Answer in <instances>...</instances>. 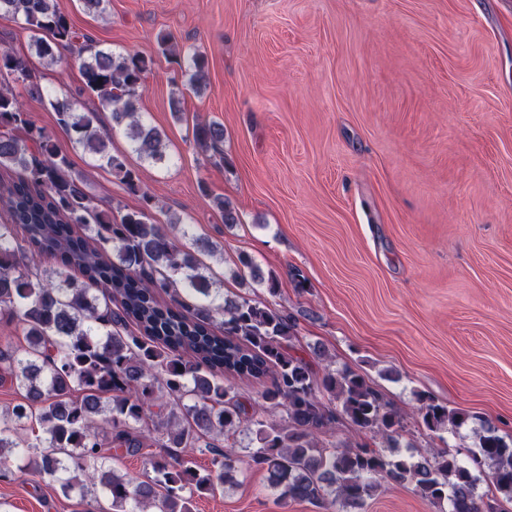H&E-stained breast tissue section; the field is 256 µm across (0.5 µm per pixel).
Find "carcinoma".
Masks as SVG:
<instances>
[{"label":"carcinoma","mask_w":512,"mask_h":512,"mask_svg":"<svg viewBox=\"0 0 512 512\" xmlns=\"http://www.w3.org/2000/svg\"><path fill=\"white\" fill-rule=\"evenodd\" d=\"M30 33L38 56L56 61L65 47L77 54L83 90L128 130L133 150L164 159V133L143 123L136 100L150 71L137 53L116 56L73 28L56 0H0ZM25 62L0 50V77L21 81ZM190 87L205 88L207 61L194 52L185 70ZM25 93L49 105L75 144L129 184L134 176L110 152L94 112H77L43 86ZM195 145L224 163V126L200 123ZM0 319L17 322L26 346L0 344V382L22 400L0 414V465L7 455L28 460L33 474L79 497L83 512H193L190 494H212L235 481L239 459L224 443L246 430L249 464L267 472L280 499L307 501L321 512H361L381 482L412 489L450 512H481L477 477L454 455L430 449L419 456L386 454L404 431L401 416L363 375L348 367L317 377L312 361L295 353L297 324L285 311L246 291L224 298L209 267L179 243L176 232L149 221L143 210L116 215L87 191L54 138L36 125L21 99L0 87ZM224 223L239 216L222 196L212 199ZM45 255L55 263L39 266ZM271 293L278 275L263 273L246 255L232 275ZM270 384L246 397L235 381ZM421 425L430 432L460 427L464 413L420 396ZM285 413L273 419L277 409ZM157 419L153 436L134 425ZM348 424L370 439L337 447L319 434ZM152 441L165 453L150 460L155 477L130 479L108 467V451L135 454ZM212 454L202 474L190 454ZM473 461L489 468L490 491L512 503V447L494 427L480 435Z\"/></svg>","instance_id":"1"}]
</instances>
